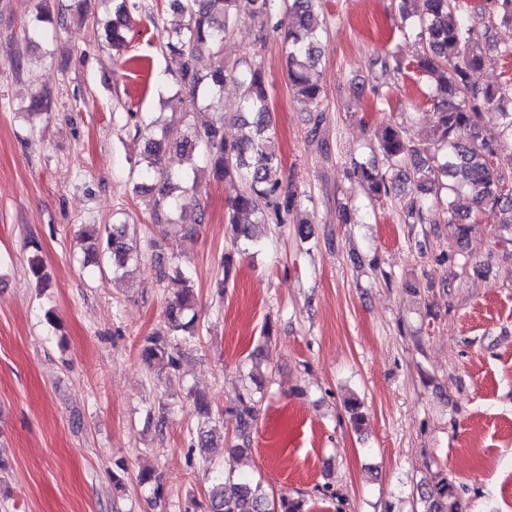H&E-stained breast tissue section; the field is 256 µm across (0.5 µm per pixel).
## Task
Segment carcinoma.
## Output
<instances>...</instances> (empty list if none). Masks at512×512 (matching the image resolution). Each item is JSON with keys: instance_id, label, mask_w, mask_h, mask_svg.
<instances>
[{"instance_id": "cac0c4a2", "label": "carcinoma", "mask_w": 512, "mask_h": 512, "mask_svg": "<svg viewBox=\"0 0 512 512\" xmlns=\"http://www.w3.org/2000/svg\"><path fill=\"white\" fill-rule=\"evenodd\" d=\"M321 0H169V9L179 16L176 23L159 15L150 18L165 33V49L183 60L177 83L186 96L177 98L183 117L171 121L154 137L134 112L128 113L126 129L145 139L141 157L134 163L137 177L131 192L146 201L151 220L165 229L149 241L151 249H162L169 240L193 241L200 233L204 216L193 224L173 222L169 215L195 200L197 158L209 164L217 181L241 189L227 200L224 223L230 225L231 248L224 253L223 276L214 283L217 294L237 271L245 255L257 253L264 242L255 235L256 224H300L299 235L310 236L308 220H296L304 208V194L284 182L281 160L270 130V99L264 67L259 63L224 61V40L235 31L241 17L257 26V41L279 42L287 57L288 87L294 97L314 107L309 136L317 137L325 120L324 87L317 74L321 36L316 12ZM126 0H120L114 18L107 24L112 46L125 44L128 17ZM399 33L404 39L422 44L415 58L417 70L432 84L431 132L423 143L406 136L398 122H388L374 131L377 155L381 161L353 162L351 177L357 179L368 198L379 200L395 192L400 173L412 185L404 203L405 223L431 224L437 212L444 223L455 228L465 240L473 224H512V187L496 173L512 157L494 160L489 141L480 137L485 115L498 119L500 136L512 137V84L478 87L472 74L483 69L489 56L486 36L493 27H512V0H398ZM208 53L216 65L201 76L195 61ZM235 84L240 95L230 112L211 113L198 106L201 88L221 92L227 83ZM234 118L245 134L229 140L224 124ZM175 150L186 167L174 171L163 158ZM466 191L472 205L459 209L441 195L446 188ZM85 244L87 263L111 267L112 279L122 280L129 267L139 262L140 244L126 224H92L78 229ZM29 274L43 287H50L45 267L38 255L29 260ZM172 298L166 308L163 331L145 338L141 359L148 365L179 367L181 347L198 335L193 272L177 264L169 276ZM239 422L238 441L229 446L236 454L249 448L250 422L257 412L251 391L237 395L229 408ZM220 420L211 419L199 428L197 444H214ZM464 486L443 477L421 491L426 512H463ZM273 499L261 483L242 475L236 479L214 472L209 512H270Z\"/></svg>"}]
</instances>
